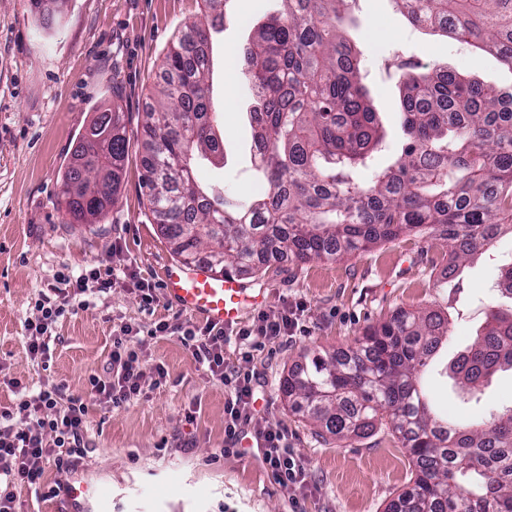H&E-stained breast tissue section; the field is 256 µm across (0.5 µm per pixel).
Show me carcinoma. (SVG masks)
I'll use <instances>...</instances> for the list:
<instances>
[{"mask_svg":"<svg viewBox=\"0 0 512 512\" xmlns=\"http://www.w3.org/2000/svg\"><path fill=\"white\" fill-rule=\"evenodd\" d=\"M203 18L167 50L137 140L154 223L180 261L219 274L262 271L263 260L341 259L403 235L448 243L452 282L512 216V94L439 67L403 64L405 140L370 183L384 140L362 83L361 52L342 34L354 0H277L241 48L251 89V168L257 198L224 195L197 171L224 168L210 100L215 33L230 0H201ZM418 30L453 34L512 71V0H390ZM129 138L124 113L101 112L63 174L66 223L100 224L121 190ZM448 338L436 311L399 308L342 353L315 354L282 385L288 410L338 440L385 421L414 464L387 512H512V406L476 422H448L427 379ZM512 370V308L491 309L451 371L475 392Z\"/></svg>","mask_w":512,"mask_h":512,"instance_id":"obj_1","label":"carcinoma"}]
</instances>
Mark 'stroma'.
I'll list each match as a JSON object with an SVG mask.
<instances>
[{
	"label": "stroma",
	"instance_id": "35a3bbf8",
	"mask_svg": "<svg viewBox=\"0 0 512 512\" xmlns=\"http://www.w3.org/2000/svg\"><path fill=\"white\" fill-rule=\"evenodd\" d=\"M276 7L275 0H233L234 19L214 51L213 101L233 105L223 124L227 164L198 176L223 179L229 196L251 198L263 188L249 173L250 92L242 79L226 82V70L239 67L226 51L245 43L251 24ZM353 9L346 36L363 53L368 98L391 146L403 139L397 61L443 64L487 86H512V71L495 56L418 32L390 0H355ZM201 16V0H68L63 13H49L41 23L27 0H0V408L18 398L13 379L33 389L63 379L71 394L88 396L87 379L103 373L122 325L197 326V318L162 294L144 310L134 286L138 280L161 285L174 259L147 207L135 137L168 47ZM115 107L124 112L131 139L119 199L104 223H64L59 190L69 159L92 118ZM447 263L445 241L403 236L337 260L299 266L273 260L251 278L265 296L260 312L305 306L302 332L250 350L235 339L224 347L228 364L254 370L268 425L287 428L289 448L310 471L317 489L299 507L257 458L225 453L230 390L207 376L172 333L144 347L148 364L166 367V384L121 408L90 410V452L76 474L99 491L93 512H384L413 470L399 440L380 425L367 436L336 440L289 412L280 383L310 351L347 349L364 328L401 306L447 317L441 359L452 360L475 340L489 309L512 305L496 289L502 266L512 263V234H501L467 262L458 287L436 285ZM105 265L118 272L116 284L83 296L60 317L49 363L33 361L27 323L37 315L39 295L54 286L57 273ZM434 396L450 417L475 420L512 405V371L496 373L476 404H462L447 377L438 379ZM195 403L200 411L190 423L184 415Z\"/></svg>",
	"mask_w": 512,
	"mask_h": 512
}]
</instances>
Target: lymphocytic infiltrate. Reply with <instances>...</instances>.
<instances>
[{
	"label": "lymphocytic infiltrate",
	"mask_w": 512,
	"mask_h": 512,
	"mask_svg": "<svg viewBox=\"0 0 512 512\" xmlns=\"http://www.w3.org/2000/svg\"><path fill=\"white\" fill-rule=\"evenodd\" d=\"M118 278L111 268H94L79 276L58 275V289L53 295H41L34 308L35 321L29 322L30 336L26 348L31 357L47 360L50 355V330L64 315L76 296L89 291H104ZM300 309L289 306L276 316L260 315L256 324L236 333L238 340L252 338L275 340L300 331ZM139 328L125 325L114 337L105 375H89L90 399L67 394L65 382L44 383L31 397L20 398L9 408L0 410V512H18L15 488H27L36 496L57 497L64 490L62 481L46 486V464H53L59 474L67 476L77 470L89 451V405L118 408L142 394L145 384L161 386L168 371L162 364L147 365L143 356L144 341ZM228 336L224 328L205 324L186 329L182 344L195 362L213 379L228 387L231 396L224 406L226 453H236L246 432L263 441L262 464L281 487L293 498H304L314 485L305 463L289 448L288 432L267 426L255 408L257 379L253 372L229 366L224 361Z\"/></svg>",
	"instance_id": "lymphocytic-infiltrate-1"
}]
</instances>
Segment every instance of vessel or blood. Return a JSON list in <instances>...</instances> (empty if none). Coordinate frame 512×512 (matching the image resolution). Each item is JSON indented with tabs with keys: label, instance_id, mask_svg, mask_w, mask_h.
Listing matches in <instances>:
<instances>
[{
	"label": "vessel or blood",
	"instance_id": "b4317fda",
	"mask_svg": "<svg viewBox=\"0 0 512 512\" xmlns=\"http://www.w3.org/2000/svg\"><path fill=\"white\" fill-rule=\"evenodd\" d=\"M163 291L180 309L219 326L239 323L264 299L240 276H222L178 261L165 269Z\"/></svg>",
	"mask_w": 512,
	"mask_h": 512
}]
</instances>
